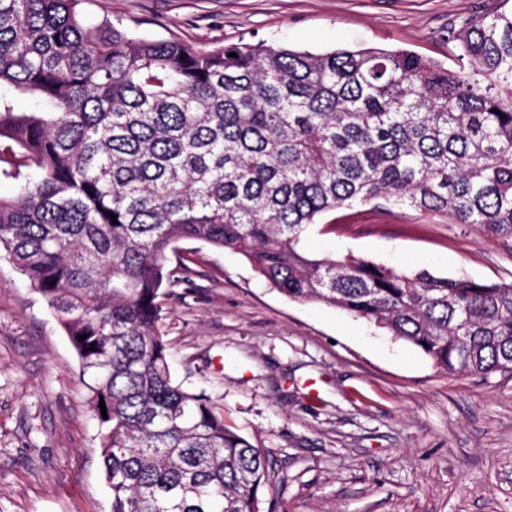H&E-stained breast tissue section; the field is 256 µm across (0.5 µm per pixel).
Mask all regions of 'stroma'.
<instances>
[{
	"label": "stroma",
	"mask_w": 512,
	"mask_h": 512,
	"mask_svg": "<svg viewBox=\"0 0 512 512\" xmlns=\"http://www.w3.org/2000/svg\"><path fill=\"white\" fill-rule=\"evenodd\" d=\"M148 38L403 48L455 68L447 40L512 0H91ZM306 249L486 284L512 251L475 227L368 204L310 226ZM161 330L177 380L205 391L269 463L263 512H512V373L451 376L419 349L318 302H292L230 251L184 244ZM77 355L0 257V512H106Z\"/></svg>",
	"instance_id": "35a3bbf8"
}]
</instances>
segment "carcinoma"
I'll use <instances>...</instances> for the list:
<instances>
[{"label":"carcinoma","instance_id":"obj_1","mask_svg":"<svg viewBox=\"0 0 512 512\" xmlns=\"http://www.w3.org/2000/svg\"><path fill=\"white\" fill-rule=\"evenodd\" d=\"M82 2L0 0V181L16 186L0 252L89 378L108 512H260L265 457L171 373L160 322L183 242L241 254L288 299L450 374L512 370V284L302 247L319 216L382 201L512 250V13L449 31L470 61L450 70L376 47L148 39Z\"/></svg>","mask_w":512,"mask_h":512}]
</instances>
